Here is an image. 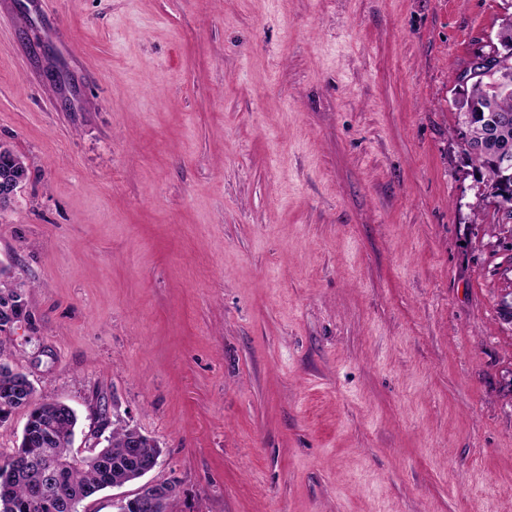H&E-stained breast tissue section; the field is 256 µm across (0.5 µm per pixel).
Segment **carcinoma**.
I'll list each match as a JSON object with an SVG mask.
<instances>
[{
  "instance_id": "carcinoma-1",
  "label": "carcinoma",
  "mask_w": 512,
  "mask_h": 512,
  "mask_svg": "<svg viewBox=\"0 0 512 512\" xmlns=\"http://www.w3.org/2000/svg\"><path fill=\"white\" fill-rule=\"evenodd\" d=\"M496 47L512 50V13L500 24ZM464 151L489 187L512 191V181H504L499 154H512V66L492 82L477 78L455 99ZM28 167L6 146H0V180L24 182ZM17 409L27 411L21 440L10 454H0V470L18 462L15 479L0 485V512H52L46 503L66 499L82 504L104 489V484H127L139 479L141 466L160 456V448L138 429L117 424L96 450V460L78 461L72 454V436L78 417L58 402L36 396L25 377L0 370V424ZM55 474L50 493L43 498L33 490L44 480L45 470ZM176 494V485L161 484L151 512H166L167 501Z\"/></svg>"
}]
</instances>
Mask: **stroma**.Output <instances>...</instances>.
Returning a JSON list of instances; mask_svg holds the SVG:
<instances>
[{"label":"stroma","mask_w":512,"mask_h":512,"mask_svg":"<svg viewBox=\"0 0 512 512\" xmlns=\"http://www.w3.org/2000/svg\"><path fill=\"white\" fill-rule=\"evenodd\" d=\"M511 3L0 0V362L74 453L138 428L168 512H512V250L454 105ZM28 177V167L24 160L6 146H0V180H13L23 183Z\"/></svg>","instance_id":"35a3bbf8"}]
</instances>
